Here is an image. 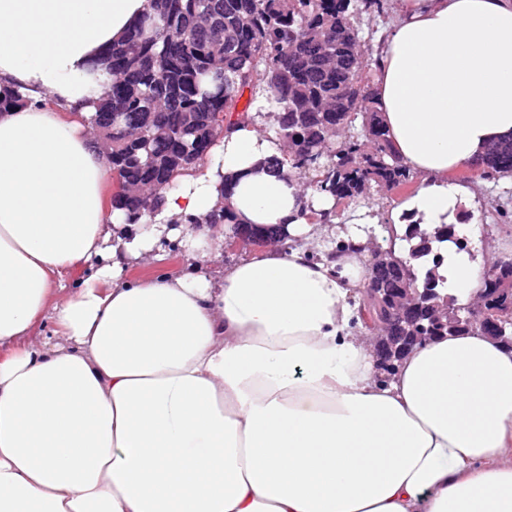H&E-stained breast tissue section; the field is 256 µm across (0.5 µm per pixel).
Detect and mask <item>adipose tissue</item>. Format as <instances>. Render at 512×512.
<instances>
[{
	"label": "adipose tissue",
	"mask_w": 512,
	"mask_h": 512,
	"mask_svg": "<svg viewBox=\"0 0 512 512\" xmlns=\"http://www.w3.org/2000/svg\"><path fill=\"white\" fill-rule=\"evenodd\" d=\"M152 8L0 0V87L23 96L0 111V512H512V347L444 336L379 381L350 329L368 239L312 260L336 200L277 166L282 142L236 124L136 229L107 209L98 62ZM373 67L422 176L396 235L473 236L449 176L512 137V0H405ZM233 225L290 246L225 264ZM164 240L188 271L128 278ZM442 248L462 301L503 257Z\"/></svg>",
	"instance_id": "ef3b65f1"
}]
</instances>
